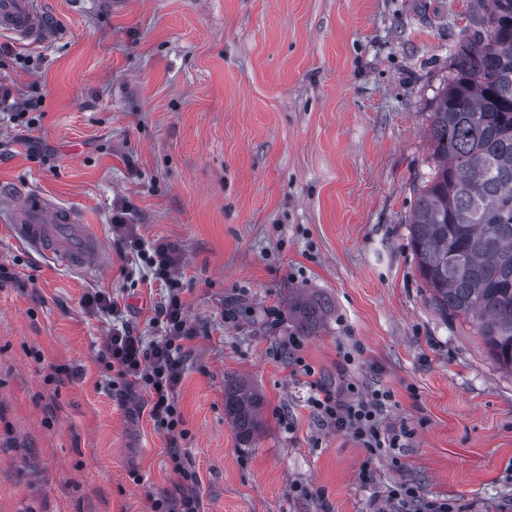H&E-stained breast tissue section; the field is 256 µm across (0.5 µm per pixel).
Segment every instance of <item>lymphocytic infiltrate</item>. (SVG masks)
<instances>
[{
  "instance_id": "1",
  "label": "lymphocytic infiltrate",
  "mask_w": 512,
  "mask_h": 512,
  "mask_svg": "<svg viewBox=\"0 0 512 512\" xmlns=\"http://www.w3.org/2000/svg\"><path fill=\"white\" fill-rule=\"evenodd\" d=\"M112 228L118 232L125 252L142 259L152 280L168 288L154 308L153 322L162 335L159 340L146 342L122 320L117 301L108 293L97 291L86 295L83 306L87 312L106 313L114 320L100 354L105 370L114 373L124 387L144 390L150 399L154 421L167 433L175 434L183 423L175 394L185 373V343L195 334L179 294L172 289L175 268L180 261L179 249L163 240L145 244L121 210L113 214ZM355 391L352 385L343 394L320 386L309 396L308 403L323 426L351 433L370 455L389 454L403 447L409 430L383 431L378 426L379 415L391 400L390 393L377 391L364 399L356 397Z\"/></svg>"
}]
</instances>
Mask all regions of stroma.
<instances>
[{"label": "stroma", "mask_w": 512, "mask_h": 512, "mask_svg": "<svg viewBox=\"0 0 512 512\" xmlns=\"http://www.w3.org/2000/svg\"><path fill=\"white\" fill-rule=\"evenodd\" d=\"M47 45L0 36V81L43 114L0 112V190L81 212L110 255L90 276L17 241L0 197V512H151L174 493L171 444L201 512H419L389 501L512 512V374L471 320L427 302L410 245L428 128L474 0H43ZM123 206L144 242L178 243L174 287L196 328L170 442L145 391L110 393L98 362L103 290L146 340L160 299L120 249ZM325 305L313 333L295 299ZM313 375H305L304 367ZM67 373L55 377V368ZM264 396L242 440L225 385ZM390 392L406 448L369 458L323 427L312 385Z\"/></svg>", "instance_id": "35a3bbf8"}]
</instances>
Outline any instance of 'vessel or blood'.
<instances>
[{"label": "vessel or blood", "mask_w": 512, "mask_h": 512, "mask_svg": "<svg viewBox=\"0 0 512 512\" xmlns=\"http://www.w3.org/2000/svg\"><path fill=\"white\" fill-rule=\"evenodd\" d=\"M41 5L42 0H0V34L22 44L47 42L52 31ZM7 207L18 238L59 265L86 274L107 266L98 236L76 209L31 192L11 193Z\"/></svg>", "instance_id": "1"}]
</instances>
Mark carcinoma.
Wrapping results in <instances>:
<instances>
[{"label": "carcinoma", "mask_w": 512, "mask_h": 512, "mask_svg": "<svg viewBox=\"0 0 512 512\" xmlns=\"http://www.w3.org/2000/svg\"><path fill=\"white\" fill-rule=\"evenodd\" d=\"M483 15L455 50V74L432 112L434 172L416 197L410 244L433 310L472 320L512 372V0H477ZM324 305L299 300L297 327L314 331ZM263 398L238 381L224 412L248 441Z\"/></svg>", "instance_id": "1"}]
</instances>
